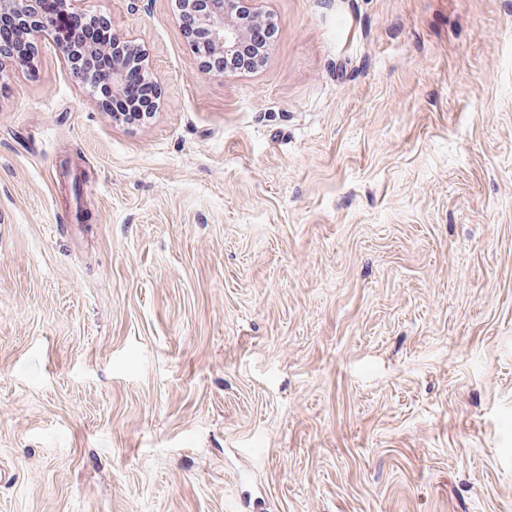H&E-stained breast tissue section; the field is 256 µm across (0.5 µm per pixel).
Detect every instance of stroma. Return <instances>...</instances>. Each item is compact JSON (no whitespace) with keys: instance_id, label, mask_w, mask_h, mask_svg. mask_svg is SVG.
Segmentation results:
<instances>
[{"instance_id":"1","label":"stroma","mask_w":512,"mask_h":512,"mask_svg":"<svg viewBox=\"0 0 512 512\" xmlns=\"http://www.w3.org/2000/svg\"><path fill=\"white\" fill-rule=\"evenodd\" d=\"M0 76V512H512V0H268L203 72L176 0H82ZM42 0H0V13L13 11L18 18L22 37L28 42L31 50L35 42L41 38H51L52 29L57 26L55 15L43 11ZM50 10L62 19V23L56 28V36L63 41L67 48L72 50L75 67L91 72L104 73L110 71L103 79L109 87L100 84L97 92L109 103L113 112H120L124 120L134 122L132 115L124 112H153L155 96L153 85L142 70V65L136 58L128 62L127 82L120 95L124 81V68L121 64L112 68L113 57L121 52L119 39L113 38L111 30L99 23H93L92 18L83 17L82 20L72 17L59 0H46ZM93 45L102 46L96 52H88L85 47ZM64 63L69 67L75 80L87 84L97 80V76L83 74L73 65L71 53L64 48L60 51ZM113 106V109H112Z\"/></svg>"}]
</instances>
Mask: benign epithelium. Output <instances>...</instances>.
Here are the masks:
<instances>
[{
	"instance_id": "7a95c632",
	"label": "benign epithelium",
	"mask_w": 512,
	"mask_h": 512,
	"mask_svg": "<svg viewBox=\"0 0 512 512\" xmlns=\"http://www.w3.org/2000/svg\"><path fill=\"white\" fill-rule=\"evenodd\" d=\"M184 12L194 16L199 33L208 47L224 57V74L247 58L251 28L262 26L269 14L259 8L244 9L245 0H181ZM17 15L22 37L29 46L41 38L51 37L57 26L55 15L41 8V0H0V13Z\"/></svg>"
}]
</instances>
